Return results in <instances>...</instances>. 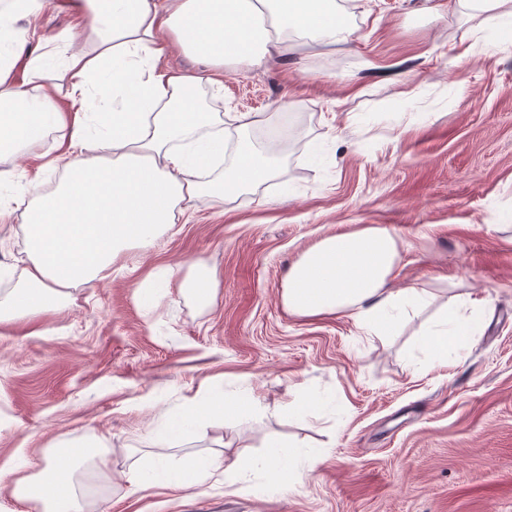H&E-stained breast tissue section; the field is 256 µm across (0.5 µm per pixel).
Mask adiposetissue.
<instances>
[{
  "mask_svg": "<svg viewBox=\"0 0 512 512\" xmlns=\"http://www.w3.org/2000/svg\"><path fill=\"white\" fill-rule=\"evenodd\" d=\"M72 7L92 49L70 50L48 31L40 22L42 0H0V157L31 153L58 131L66 172L49 194L39 193V181L30 183L38 194L20 214L24 282L0 303V321L54 307L61 289L104 278L124 249L151 242L202 199L221 202L268 180L273 165L247 138L225 159L223 122L201 109L194 89L213 84L225 65L249 71L301 45L344 44L352 34L336 0H72ZM177 48L203 71L170 68ZM60 91L74 113L58 107ZM87 123L105 138L102 154L83 152ZM214 168L218 176L201 181V172ZM399 262L387 227L328 236L289 269L283 304L304 318L346 315L386 338L401 310L425 300L418 288H394ZM474 328L457 309L447 311L421 340L430 363L450 361ZM257 411L239 394L206 393L184 423L217 415L242 420ZM103 453L94 442H65L37 477L20 478L14 493L41 502L43 512H80L74 467ZM302 455L274 439L259 465L280 485L300 477ZM222 465L219 457H193L174 469L157 459L137 482L197 487Z\"/></svg>",
  "mask_w": 512,
  "mask_h": 512,
  "instance_id": "1",
  "label": "adipose tissue"
}]
</instances>
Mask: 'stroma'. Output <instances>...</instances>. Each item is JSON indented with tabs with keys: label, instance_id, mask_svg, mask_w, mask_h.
I'll list each match as a JSON object with an SVG mask.
<instances>
[{
	"label": "stroma",
	"instance_id": "obj_1",
	"mask_svg": "<svg viewBox=\"0 0 512 512\" xmlns=\"http://www.w3.org/2000/svg\"><path fill=\"white\" fill-rule=\"evenodd\" d=\"M346 44L299 48L250 73L226 67L211 94L229 139L238 118L298 134L272 177L123 252L107 278L60 305L0 322V512H42L12 487L58 441L103 442L74 472L82 512H512V31H481L459 4L336 0ZM322 148L327 163H315ZM0 301L24 279L18 209L59 168L6 160ZM369 224L399 241L395 287L425 289L381 340L352 319H308L281 299L289 267L326 236ZM213 271L211 300L191 288ZM170 281L149 305L138 290ZM452 301L477 331L448 365L418 341ZM252 396L250 419L165 432L202 390ZM335 409L296 412L305 395ZM274 437L304 447L309 473L277 491L255 471L214 472L199 489H141L163 457L256 459Z\"/></svg>",
	"mask_w": 512,
	"mask_h": 512
}]
</instances>
